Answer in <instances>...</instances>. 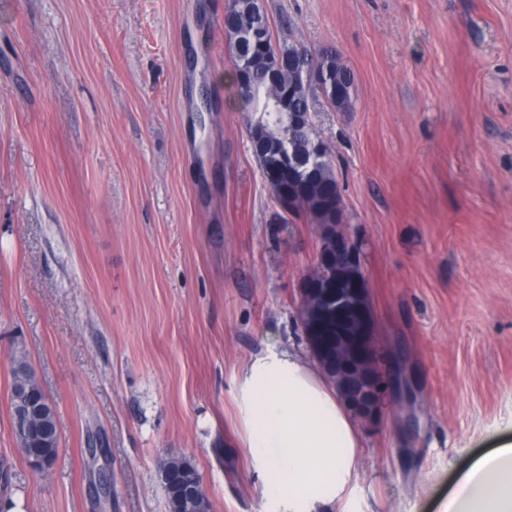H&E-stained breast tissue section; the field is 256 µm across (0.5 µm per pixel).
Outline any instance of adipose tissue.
Instances as JSON below:
<instances>
[{
    "label": "adipose tissue",
    "mask_w": 512,
    "mask_h": 512,
    "mask_svg": "<svg viewBox=\"0 0 512 512\" xmlns=\"http://www.w3.org/2000/svg\"><path fill=\"white\" fill-rule=\"evenodd\" d=\"M233 407L266 512H331L350 499L360 439L349 407L317 365L267 346L236 377ZM441 512H512V441L480 455Z\"/></svg>",
    "instance_id": "obj_1"
}]
</instances>
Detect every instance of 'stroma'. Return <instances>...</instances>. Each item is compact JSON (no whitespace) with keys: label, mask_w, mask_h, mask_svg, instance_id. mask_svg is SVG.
<instances>
[{"label":"stroma","mask_w":512,"mask_h":512,"mask_svg":"<svg viewBox=\"0 0 512 512\" xmlns=\"http://www.w3.org/2000/svg\"><path fill=\"white\" fill-rule=\"evenodd\" d=\"M228 0H0V512H166L195 465L211 512H266L232 420L316 238L280 223L230 82ZM276 36L335 48L355 107L320 102L360 248L379 369L351 512H439L512 438V0H265ZM52 401L56 463L11 426V365ZM110 469V489H96ZM388 383L396 392L401 405L411 412L416 401V389L408 368L399 362ZM162 482L166 492L167 506L172 502V483H178L184 479L190 480L199 475L196 467L186 458L173 457L168 459L162 467Z\"/></svg>","instance_id":"obj_1"}]
</instances>
